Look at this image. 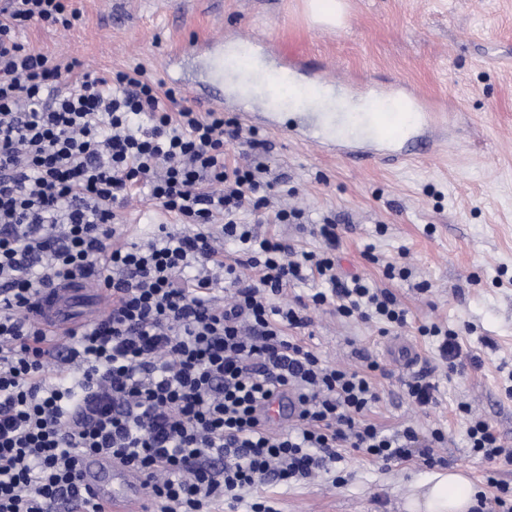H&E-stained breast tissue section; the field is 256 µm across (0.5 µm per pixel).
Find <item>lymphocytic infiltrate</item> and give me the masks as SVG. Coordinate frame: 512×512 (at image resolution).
<instances>
[{"mask_svg":"<svg viewBox=\"0 0 512 512\" xmlns=\"http://www.w3.org/2000/svg\"><path fill=\"white\" fill-rule=\"evenodd\" d=\"M77 15L70 0L0 8V512H100L76 488L91 453L141 473L153 512L247 502L254 488L335 472L345 448L439 464L442 428L388 433L368 419L377 362L331 366L293 337L325 305L385 335L407 324L390 289L340 271L344 227L281 208L274 223L307 226L319 249L258 237L241 216L270 209L267 140L221 110L179 105L142 68L55 62L20 39ZM240 138L248 161L226 164L225 141ZM144 190L172 221L152 239H120L121 212ZM84 277L111 289L109 310L47 343L31 301ZM307 281L308 300L275 304ZM420 333L449 371L475 363L457 330ZM290 394L292 422L273 429L264 406ZM458 411L471 454L492 464L483 480L495 494L478 493L474 512H512V488L495 477L512 448L468 405Z\"/></svg>","mask_w":512,"mask_h":512,"instance_id":"lymphocytic-infiltrate-1","label":"lymphocytic infiltrate"}]
</instances>
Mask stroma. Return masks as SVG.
I'll use <instances>...</instances> for the list:
<instances>
[{
	"label": "stroma",
	"instance_id": "obj_1",
	"mask_svg": "<svg viewBox=\"0 0 512 512\" xmlns=\"http://www.w3.org/2000/svg\"><path fill=\"white\" fill-rule=\"evenodd\" d=\"M167 2L161 11L156 0H124L107 14L103 0H74L80 16L70 28L35 24L21 39L53 59L77 57L99 71L143 67L193 106L207 70L197 41L249 29L274 48L334 63L362 84L363 97L399 80L447 101L444 121L427 131L426 152L399 166L355 168L268 129L260 134L269 142L272 206L294 188L312 221L331 216L345 225L342 272L390 287L409 311L407 327L393 336L340 320L324 306L310 310L309 328L295 339L330 364L353 361L358 351L376 361L381 399L370 419L389 431L410 423L442 427L446 467L480 481L486 465L467 449L458 403H468L512 447V396L501 392L499 372L512 360V0H345L343 20L332 28L314 24L308 0ZM123 216L119 232L133 240L171 221L146 195ZM369 244L379 263L365 256ZM399 258L410 277L386 281L383 262ZM432 322L462 330L463 347L479 366L445 376L432 343L418 332ZM396 339L414 347L419 367L434 368L441 380L427 411L402 396L405 374L387 352ZM343 455V484L323 474L262 493L277 512H405L407 497L433 473L419 460L384 465L350 449Z\"/></svg>",
	"mask_w": 512,
	"mask_h": 512
}]
</instances>
